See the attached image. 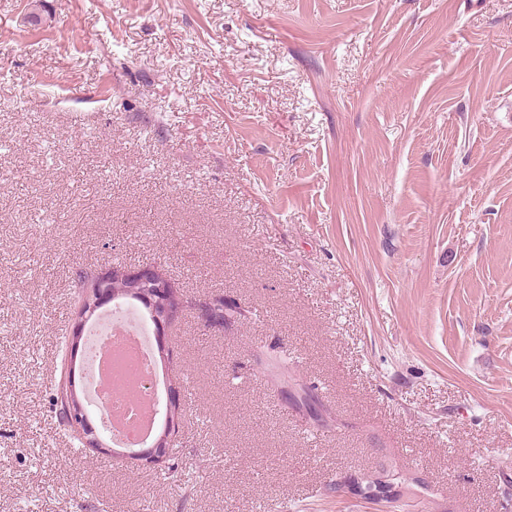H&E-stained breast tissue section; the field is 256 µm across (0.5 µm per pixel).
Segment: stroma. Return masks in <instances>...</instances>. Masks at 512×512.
I'll use <instances>...</instances> for the list:
<instances>
[{
  "label": "stroma",
  "instance_id": "obj_1",
  "mask_svg": "<svg viewBox=\"0 0 512 512\" xmlns=\"http://www.w3.org/2000/svg\"><path fill=\"white\" fill-rule=\"evenodd\" d=\"M0 0V512H374L395 461L512 512V0ZM185 312L165 470L75 450L78 269ZM286 350L339 428L256 363ZM87 271L88 272L85 274L87 279L81 290V301L77 308L76 322L72 334L71 343L74 353L75 350L78 349L81 333L87 319L97 308L103 306L104 301L108 298L100 291V285L107 281H111L113 278H121L133 285L142 280H149L152 282L154 286L153 295L143 297L148 303H151L156 307L154 327L155 333L159 336L164 335L165 332L168 331V329L182 316L183 312L188 309L197 310L200 318L207 327H224V305L222 304V301L218 299L219 296L214 295L209 299L197 300L192 296L184 295L181 297L178 307L169 309L168 307L158 305V300L168 297L171 288L174 287L172 281L158 267H149L137 270L111 267L108 269ZM89 284H93L94 292L91 288H88L86 292H83ZM112 291L116 294L115 300L138 302L144 307L151 319L149 305L140 296L130 293L128 288H126L125 282L118 279L112 281ZM86 300L92 301L90 304L87 303L86 305H83ZM179 314L180 316L177 318ZM55 402L61 419L80 437L84 447L96 452H112L91 425L86 407L78 397L75 379H72V363L57 390ZM380 468L383 469V473H380L377 469L371 471L368 470L366 472L365 477L368 478L365 482L366 484H379L382 482V477H396L392 479L395 482L406 483L408 481L407 478L402 476L396 468L385 469L383 466ZM365 477L362 474H359L346 479H336V486L342 485L345 493H349L363 499H373L374 504L378 507V512H392V506L394 505L393 500H398L403 494V486L401 484L390 482L387 483L386 486L380 487V491H373L364 487L363 483L365 481ZM373 477H376V479H373Z\"/></svg>",
  "mask_w": 512,
  "mask_h": 512
}]
</instances>
